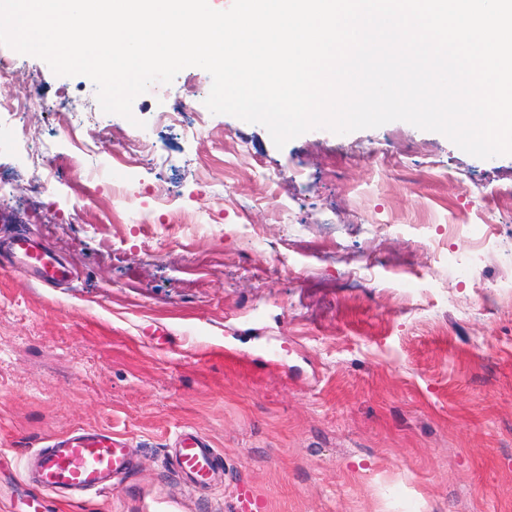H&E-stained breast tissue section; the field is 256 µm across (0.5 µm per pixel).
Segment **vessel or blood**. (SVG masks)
Wrapping results in <instances>:
<instances>
[{
    "mask_svg": "<svg viewBox=\"0 0 512 512\" xmlns=\"http://www.w3.org/2000/svg\"><path fill=\"white\" fill-rule=\"evenodd\" d=\"M10 252L17 268L33 274L35 281L54 285L69 271L53 262L30 237L16 236ZM215 448L202 435L183 431L175 440L174 463L192 490H204L215 478ZM132 468V454L125 438L107 431L81 430L57 439L53 447L40 449L32 462L35 492L29 506L40 512L42 497L57 492L100 493Z\"/></svg>",
    "mask_w": 512,
    "mask_h": 512,
    "instance_id": "1",
    "label": "vessel or blood"
}]
</instances>
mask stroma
Segmentation results:
<instances>
[{
	"mask_svg": "<svg viewBox=\"0 0 512 512\" xmlns=\"http://www.w3.org/2000/svg\"><path fill=\"white\" fill-rule=\"evenodd\" d=\"M0 57V97L40 101L0 112V245L26 233L74 274L0 265V512H26L27 456L82 429L135 467L43 512H235L242 486L266 512H512V155L403 121L279 148L209 112L199 67L127 119L85 76ZM76 151L105 188L31 192L34 156ZM184 428L219 452L209 490L174 469Z\"/></svg>",
	"mask_w": 512,
	"mask_h": 512,
	"instance_id": "1",
	"label": "stroma"
}]
</instances>
